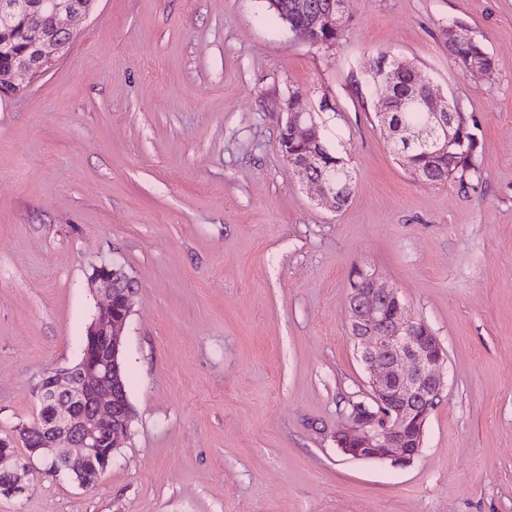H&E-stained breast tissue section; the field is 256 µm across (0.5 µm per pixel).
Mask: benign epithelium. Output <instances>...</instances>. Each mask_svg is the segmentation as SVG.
<instances>
[{
  "label": "benign epithelium",
  "mask_w": 512,
  "mask_h": 512,
  "mask_svg": "<svg viewBox=\"0 0 512 512\" xmlns=\"http://www.w3.org/2000/svg\"><path fill=\"white\" fill-rule=\"evenodd\" d=\"M95 0H0V28L22 24L26 52L13 55L0 43V78L21 91L35 75L46 70L56 55L73 40L68 21L88 15ZM345 14V0H332L324 11L309 13L295 26L313 44L321 32H334ZM369 74L389 92L379 99L377 115L390 140L407 149L423 148L435 155L448 151L449 132L458 117L447 111L445 98L429 91L428 99L412 106L427 112L423 123L397 121L389 108L393 92L388 67L371 65ZM282 153L300 176L301 183L320 201L338 208L336 161L322 147L314 112L302 98L290 100L284 124ZM303 151L288 153L293 141ZM326 170L319 179L309 173ZM92 280L101 286L106 302L87 327L79 363L49 371L35 388L46 413L34 423H22L15 433L0 439V473L6 476L0 494L22 493L33 459L51 476L64 474L88 488L104 474L129 431L133 410L120 371L123 332L135 304V288L124 269L102 264L93 268ZM350 336L368 372L369 402L351 406L347 421L336 433L337 447L352 459L389 461L407 466L420 454L427 420L442 398L446 383L441 373L445 351L422 321L413 318L396 289L381 277L360 275L353 281L346 305ZM27 444L23 457L9 451L15 439Z\"/></svg>",
  "instance_id": "1"
}]
</instances>
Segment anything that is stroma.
I'll use <instances>...</instances> for the list:
<instances>
[{"label": "stroma", "mask_w": 512, "mask_h": 512, "mask_svg": "<svg viewBox=\"0 0 512 512\" xmlns=\"http://www.w3.org/2000/svg\"><path fill=\"white\" fill-rule=\"evenodd\" d=\"M492 59L461 73L445 30ZM68 50L0 98V436L81 357L135 280L124 364L134 417L88 489L33 461L0 512H512V0H346L338 40L266 0H95ZM476 123V169L414 179L378 122V52ZM353 175L343 209L283 160L290 95ZM394 287L447 353L405 468L334 435L367 373L349 335L356 272Z\"/></svg>", "instance_id": "35a3bbf8"}]
</instances>
